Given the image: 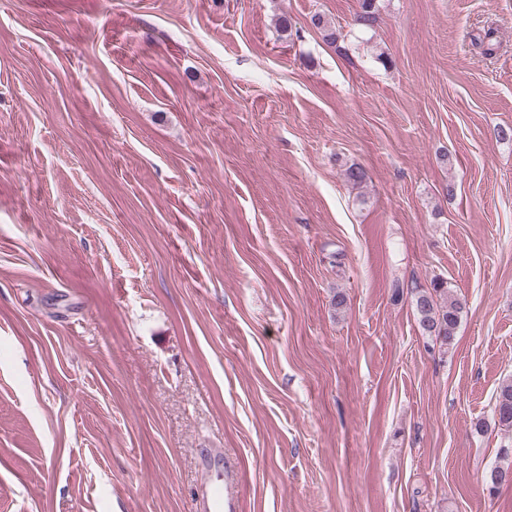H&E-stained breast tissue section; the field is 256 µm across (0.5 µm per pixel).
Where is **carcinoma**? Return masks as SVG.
I'll list each match as a JSON object with an SVG mask.
<instances>
[{
    "label": "carcinoma",
    "mask_w": 512,
    "mask_h": 512,
    "mask_svg": "<svg viewBox=\"0 0 512 512\" xmlns=\"http://www.w3.org/2000/svg\"><path fill=\"white\" fill-rule=\"evenodd\" d=\"M360 10L356 24L371 26L376 19L375 0H359ZM312 26L322 39L334 44L339 39L336 26L321 14L311 17ZM413 304L423 333L448 348L454 346L455 330L460 322L463 304L455 298L446 282L435 279L428 288H419L412 293ZM494 421L501 428L512 430V380L503 382L496 393ZM500 459L504 464L494 467L488 477L489 491L499 490L504 477L512 475V442L501 446Z\"/></svg>",
    "instance_id": "carcinoma-1"
}]
</instances>
